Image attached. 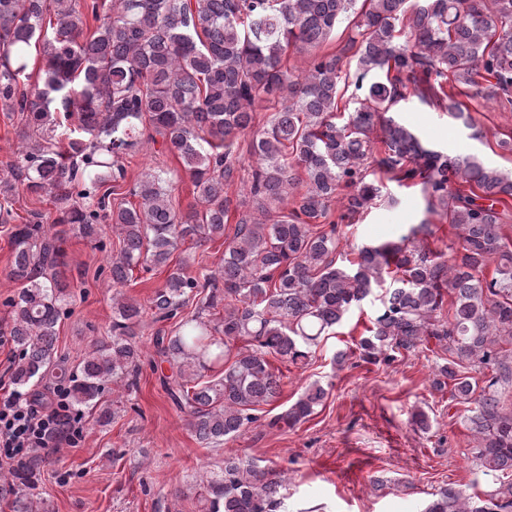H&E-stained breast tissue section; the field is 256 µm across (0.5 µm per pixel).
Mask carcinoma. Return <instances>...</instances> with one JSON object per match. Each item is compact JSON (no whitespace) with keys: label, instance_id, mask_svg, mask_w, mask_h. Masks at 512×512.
<instances>
[{"label":"carcinoma","instance_id":"carcinoma-1","mask_svg":"<svg viewBox=\"0 0 512 512\" xmlns=\"http://www.w3.org/2000/svg\"><path fill=\"white\" fill-rule=\"evenodd\" d=\"M0 0V110L26 115L19 132L31 141L8 165L0 188L21 181L52 198L54 224L95 243L102 224L118 233L109 259L112 285L123 287L137 266L167 268L163 286L143 306L112 297V340L96 346L75 368L58 356L57 326L67 313L71 282L61 237L42 215L14 226L9 277L20 283L7 335L22 354L16 390L34 400L47 375L68 385L76 409L99 408L109 382L135 372L136 341L146 311L156 332V354L175 369L173 402L189 417L195 436L221 444L263 421L293 428L309 418L325 389L308 386L265 419L257 407L277 399L281 384L270 362L296 365L365 300L382 271L395 288L368 334L355 343L370 364L393 359L435 340L448 352L432 379L437 390L470 403L467 417L477 442L473 458L486 490L446 488L422 512H512V239L502 233L496 205L512 198V178L473 159L423 146L392 117L402 88L415 87L448 101V113L466 127L469 109L443 82L512 102V0ZM97 22L87 27L86 17ZM348 32L336 53L318 49ZM408 30L411 44H396ZM42 46L34 84L29 50ZM291 50L309 51L296 74L284 64ZM354 62V91L341 86L343 60ZM273 104L253 133L256 157L250 194L258 210L281 206L271 224L237 222L216 272L192 274L188 260L169 266L186 239L224 236L234 178V147L253 127L258 102ZM382 131L384 157L373 158L371 134ZM69 130L68 150L55 133ZM148 133L190 174L197 205L173 206L167 172L137 181L139 202L112 207L125 180L124 156ZM401 181H420L431 207L458 230L461 248L439 260L425 240L365 246L355 261L337 259L338 222L368 209L381 188L372 165ZM306 190L294 195L299 185ZM344 195V213L332 219L331 202ZM329 225V229L322 225ZM495 263L494 277L482 278ZM244 345L237 346L238 342ZM483 375L484 386L471 376ZM47 459L35 455L0 484L17 512H33L30 490ZM288 470L239 458L198 484L201 512H279Z\"/></svg>","mask_w":512,"mask_h":512}]
</instances>
